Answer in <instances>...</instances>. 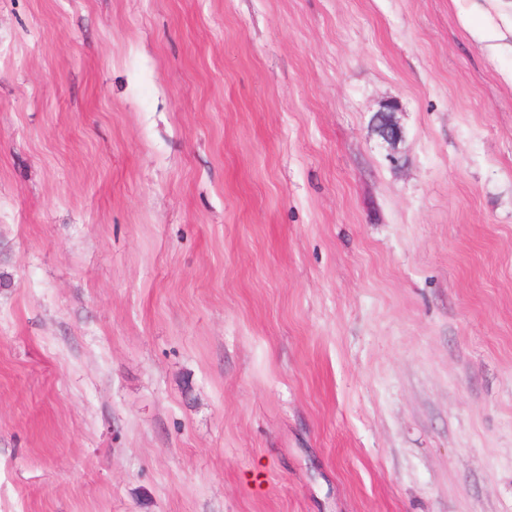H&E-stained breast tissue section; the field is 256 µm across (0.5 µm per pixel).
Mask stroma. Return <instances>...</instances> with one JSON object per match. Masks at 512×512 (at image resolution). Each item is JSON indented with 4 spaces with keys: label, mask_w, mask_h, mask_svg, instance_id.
Masks as SVG:
<instances>
[{
    "label": "stroma",
    "mask_w": 512,
    "mask_h": 512,
    "mask_svg": "<svg viewBox=\"0 0 512 512\" xmlns=\"http://www.w3.org/2000/svg\"><path fill=\"white\" fill-rule=\"evenodd\" d=\"M510 72L486 0H0V512H512Z\"/></svg>",
    "instance_id": "stroma-1"
}]
</instances>
